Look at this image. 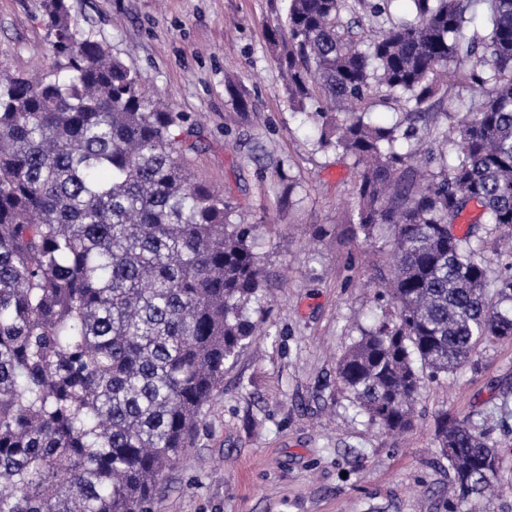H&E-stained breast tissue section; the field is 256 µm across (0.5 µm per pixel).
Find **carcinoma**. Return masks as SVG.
I'll use <instances>...</instances> for the list:
<instances>
[{"mask_svg": "<svg viewBox=\"0 0 512 512\" xmlns=\"http://www.w3.org/2000/svg\"><path fill=\"white\" fill-rule=\"evenodd\" d=\"M286 0L268 29L292 108L355 158L358 229L388 232L392 309L336 373L387 434L414 425L422 373L454 374L512 339V251L492 283L475 226L512 238V0ZM53 69L0 75V512H150L254 335L257 225L190 179L187 118L66 0H44ZM470 96L448 105L445 78ZM382 106L400 114L368 120ZM435 167L414 163L424 140ZM481 212L454 233L468 207ZM458 512L500 476L498 443L437 414Z\"/></svg>", "mask_w": 512, "mask_h": 512, "instance_id": "1", "label": "carcinoma"}]
</instances>
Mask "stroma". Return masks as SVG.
Returning a JSON list of instances; mask_svg holds the SVG:
<instances>
[{"instance_id": "35a3bbf8", "label": "stroma", "mask_w": 512, "mask_h": 512, "mask_svg": "<svg viewBox=\"0 0 512 512\" xmlns=\"http://www.w3.org/2000/svg\"><path fill=\"white\" fill-rule=\"evenodd\" d=\"M92 32L140 72L147 95L189 116L202 143L193 181L220 189L258 225L262 333L224 365V383L152 512H448L437 463L439 411L473 416L500 443L503 478L477 512H512V339L483 342L456 374L423 384L416 425L382 434L356 415L339 358L389 298L384 240L357 234L350 156L321 146L294 112L267 40L285 0H68ZM43 0H0V68L54 62ZM251 101L237 109L236 97Z\"/></svg>"}]
</instances>
